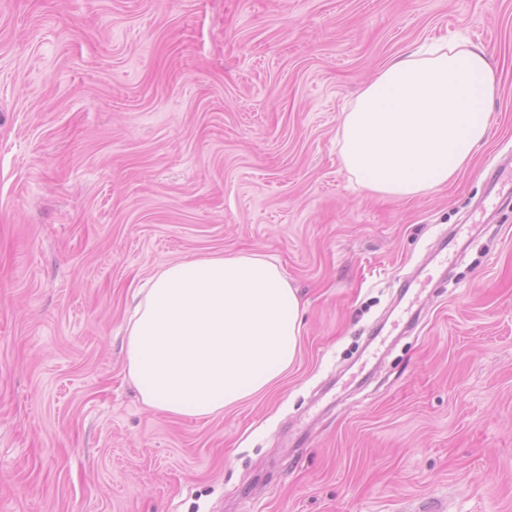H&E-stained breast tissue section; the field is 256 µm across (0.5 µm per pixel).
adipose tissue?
Instances as JSON below:
<instances>
[{
	"mask_svg": "<svg viewBox=\"0 0 512 512\" xmlns=\"http://www.w3.org/2000/svg\"><path fill=\"white\" fill-rule=\"evenodd\" d=\"M498 92L486 50L451 39L399 56L341 114L344 168L395 199L448 183L473 159ZM126 320L127 375L149 410L206 420L267 391L295 363L298 295L257 253H215L165 265Z\"/></svg>",
	"mask_w": 512,
	"mask_h": 512,
	"instance_id": "obj_1",
	"label": "adipose tissue"
}]
</instances>
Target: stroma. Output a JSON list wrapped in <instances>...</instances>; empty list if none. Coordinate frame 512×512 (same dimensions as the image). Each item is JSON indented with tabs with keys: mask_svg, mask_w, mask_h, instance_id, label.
Returning a JSON list of instances; mask_svg holds the SVG:
<instances>
[{
	"mask_svg": "<svg viewBox=\"0 0 512 512\" xmlns=\"http://www.w3.org/2000/svg\"><path fill=\"white\" fill-rule=\"evenodd\" d=\"M459 35L500 78L471 165L362 190L341 113ZM507 158L512 0H0V512H512ZM221 252L297 288L298 359L234 410L164 417L124 318L159 268Z\"/></svg>",
	"mask_w": 512,
	"mask_h": 512,
	"instance_id": "obj_1",
	"label": "stroma"
}]
</instances>
